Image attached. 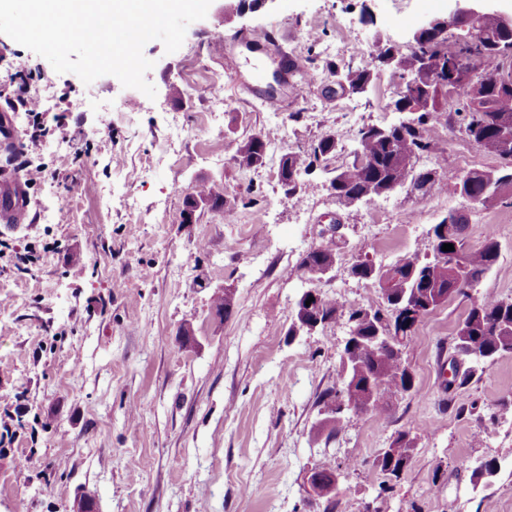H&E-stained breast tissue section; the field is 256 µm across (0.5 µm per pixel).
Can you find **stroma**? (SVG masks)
Returning <instances> with one entry per match:
<instances>
[{"mask_svg":"<svg viewBox=\"0 0 512 512\" xmlns=\"http://www.w3.org/2000/svg\"><path fill=\"white\" fill-rule=\"evenodd\" d=\"M447 12L448 0H267L224 13L212 0L177 51L145 45L152 99L111 75L87 85L57 73L0 33V86L36 73L44 120L34 141L31 117L16 112L19 145L0 143V160L58 172L31 183L28 223L0 227V512H76L85 500L93 512H324L305 476L329 464L347 472L334 512H512V353L475 366L453 341L474 301L512 300V206L476 207L455 190L502 159L465 137L446 98L447 121L427 126L433 147L414 160L436 177L427 195L402 186L345 209L330 189L355 161L359 130L401 118L375 44L409 52L421 20ZM285 51L308 60L306 76L283 75ZM335 65L368 70L364 92L341 88ZM271 129L280 136L263 164L240 165L239 143ZM327 134L336 153L286 197L282 157ZM77 146L86 153L75 160ZM212 180L228 205H200L184 223L187 198ZM451 212L470 247L494 232L496 264L417 324L410 392L386 414L319 433L317 400L336 384L349 328L341 319L291 335L298 300L314 290L383 306L352 265L429 254L433 225ZM333 222L331 275L302 279L300 260ZM217 291L232 298L224 320ZM455 370L464 385L450 384ZM403 431L416 449L390 484L374 460ZM485 460L498 465L488 486L473 476Z\"/></svg>","mask_w":512,"mask_h":512,"instance_id":"1","label":"stroma"}]
</instances>
